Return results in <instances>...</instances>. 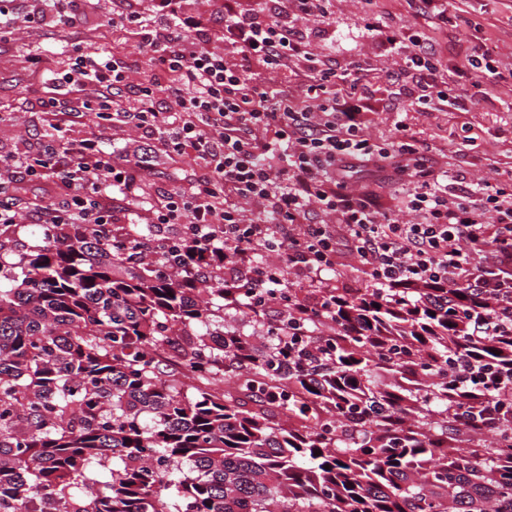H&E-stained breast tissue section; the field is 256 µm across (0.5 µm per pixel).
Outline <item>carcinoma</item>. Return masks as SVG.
<instances>
[{
  "label": "carcinoma",
  "instance_id": "cac0c4a2",
  "mask_svg": "<svg viewBox=\"0 0 512 512\" xmlns=\"http://www.w3.org/2000/svg\"><path fill=\"white\" fill-rule=\"evenodd\" d=\"M21 231L0 224V512H512V412L469 383L502 440L457 447L462 378L437 377L512 367V335H471L476 290L338 288L320 358L315 318L232 326L251 299L216 235L146 259L141 228L40 224L18 255Z\"/></svg>",
  "mask_w": 512,
  "mask_h": 512
}]
</instances>
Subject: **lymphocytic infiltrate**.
Here are the masks:
<instances>
[{"instance_id": "obj_1", "label": "lymphocytic infiltrate", "mask_w": 512, "mask_h": 512, "mask_svg": "<svg viewBox=\"0 0 512 512\" xmlns=\"http://www.w3.org/2000/svg\"><path fill=\"white\" fill-rule=\"evenodd\" d=\"M25 2L24 22L68 26L82 0ZM362 2L365 33L404 56L411 107H475L505 81V71L477 44L454 67L458 85L472 92L463 99L443 81L432 45L383 20L374 0ZM329 6L330 0H150L144 10L138 0H118L103 24L132 35L142 61L130 65L74 46L71 72L41 107L53 114L56 131L69 118L106 113L113 126L137 127L170 159L195 168L187 185L151 203L148 221L178 225L186 241L215 228L224 238V285L245 290L254 311L278 307L291 325L331 311L335 286L325 274L338 266L340 230L369 284H461L482 292L487 310H496L512 298V193L486 182L449 196L405 121L396 122L391 147L362 137L355 105L336 94L347 74L323 68L305 32L308 22L326 23ZM263 68L300 77L303 96L270 87ZM90 84L123 85L128 94L71 107V94ZM259 130L265 138H256ZM354 164L407 181L405 205L422 222L382 212L371 188H349ZM149 166L140 150L116 157L94 141L74 139L22 161L0 157V179L22 174L44 183L46 197L30 209L37 223L111 224L109 195L138 198ZM315 206L331 223H308Z\"/></svg>"}]
</instances>
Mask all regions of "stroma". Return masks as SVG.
<instances>
[{
	"mask_svg": "<svg viewBox=\"0 0 512 512\" xmlns=\"http://www.w3.org/2000/svg\"><path fill=\"white\" fill-rule=\"evenodd\" d=\"M469 10L480 17L485 35L501 66L512 68V11L502 0H469ZM374 9L393 25L410 24L432 41L442 62L445 81H453L452 66L470 52L468 42L459 40L456 27L433 30L427 19L413 16L406 0H376ZM112 12V0H87L73 27H25L10 17L0 18V154H22L37 147L51 121L40 100L46 92L45 81L67 69L68 42L82 47L108 51L128 61L138 60L137 42H114L111 30L99 21ZM329 24L316 25V45L326 66L336 71H358L357 88L340 87L344 97L358 94L368 97L363 130L366 138L385 147L394 140V123L403 119L420 141L429 166L447 172L448 191L456 193L459 182L500 180L512 169V80L501 83L480 106L468 112H407L409 79L403 73L401 56L391 53L360 27L359 0H332ZM41 51L46 63L42 79L31 76L26 60L29 52ZM75 137H94L104 150H123L143 141L141 131L133 127L112 128L108 122L85 120L71 131ZM188 171L159 161L144 186L141 208L130 206L121 193L112 196V207L121 226L143 222V206L163 191L188 178Z\"/></svg>",
	"mask_w": 512,
	"mask_h": 512,
	"instance_id": "1",
	"label": "stroma"
}]
</instances>
